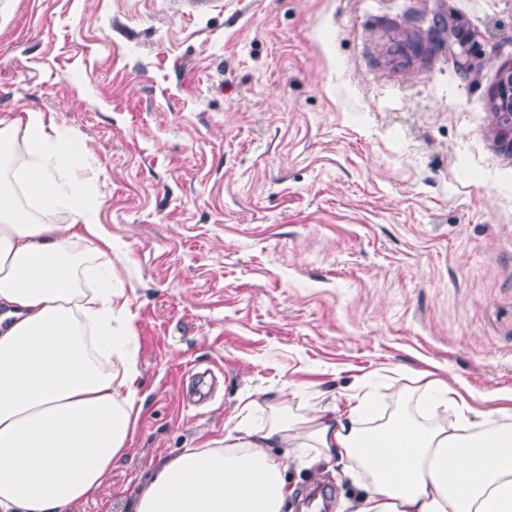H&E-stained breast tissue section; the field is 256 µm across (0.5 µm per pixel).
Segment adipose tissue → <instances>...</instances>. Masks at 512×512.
I'll list each match as a JSON object with an SVG mask.
<instances>
[{"label": "adipose tissue", "mask_w": 512, "mask_h": 512, "mask_svg": "<svg viewBox=\"0 0 512 512\" xmlns=\"http://www.w3.org/2000/svg\"><path fill=\"white\" fill-rule=\"evenodd\" d=\"M20 152L35 166L16 182L0 177V512H72L108 481L142 410L128 295L137 281L115 274L125 248L102 232L99 200L55 177L59 165L89 166L84 144L45 113L0 114V174ZM20 191L60 220L19 211ZM368 406L237 424L217 446L158 467L130 512H285L288 470L336 458L360 476L352 512H512L505 409L473 411L450 430L399 414L368 432Z\"/></svg>", "instance_id": "ef3b65f1"}]
</instances>
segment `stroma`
<instances>
[{
	"mask_svg": "<svg viewBox=\"0 0 512 512\" xmlns=\"http://www.w3.org/2000/svg\"><path fill=\"white\" fill-rule=\"evenodd\" d=\"M509 66L512 0H7L0 113L84 142L137 279L142 410L76 512L329 397L445 426L424 372L512 406ZM287 478L356 492L338 462ZM495 111L512 127V66L501 71L495 94Z\"/></svg>",
	"mask_w": 512,
	"mask_h": 512,
	"instance_id": "obj_1",
	"label": "stroma"
}]
</instances>
